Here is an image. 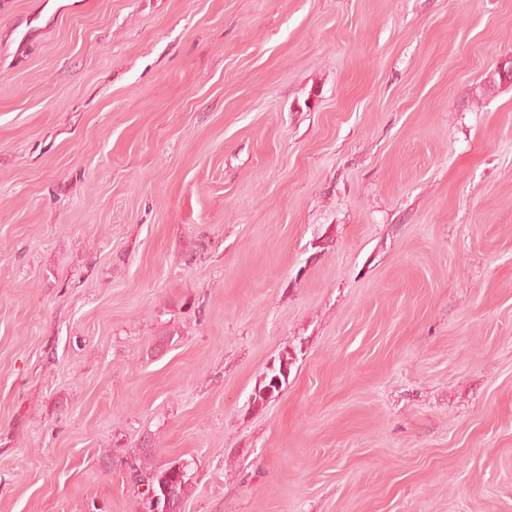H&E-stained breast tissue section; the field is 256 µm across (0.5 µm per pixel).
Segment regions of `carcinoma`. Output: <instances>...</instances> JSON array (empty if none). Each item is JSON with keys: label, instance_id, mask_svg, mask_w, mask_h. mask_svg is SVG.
<instances>
[{"label": "carcinoma", "instance_id": "cac0c4a2", "mask_svg": "<svg viewBox=\"0 0 512 512\" xmlns=\"http://www.w3.org/2000/svg\"><path fill=\"white\" fill-rule=\"evenodd\" d=\"M289 371L288 358L279 360L278 366L268 370L255 390L253 402L262 405L271 398L270 392H279L286 384ZM125 465L130 469L135 484L143 485L147 490L158 493L165 486L170 488L171 512H182V505L188 491L189 466L179 463L155 466L151 463V451L148 448L134 450L133 457L127 458Z\"/></svg>", "mask_w": 512, "mask_h": 512}]
</instances>
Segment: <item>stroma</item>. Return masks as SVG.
I'll use <instances>...</instances> for the list:
<instances>
[{
	"mask_svg": "<svg viewBox=\"0 0 512 512\" xmlns=\"http://www.w3.org/2000/svg\"><path fill=\"white\" fill-rule=\"evenodd\" d=\"M512 0H0V512H512ZM290 356L288 383L251 397ZM132 456L126 458L125 465L130 469L134 483L143 485L147 489L144 492L142 503L143 512L154 511L152 501L149 497L151 490L160 493L164 486L170 487V508L171 512H182V505L188 491L189 465L182 467L179 463L153 466L151 463V451L149 448H136Z\"/></svg>",
	"mask_w": 512,
	"mask_h": 512,
	"instance_id": "1",
	"label": "stroma"
}]
</instances>
